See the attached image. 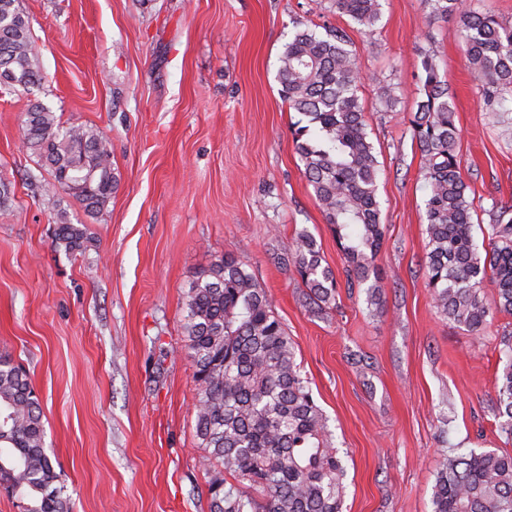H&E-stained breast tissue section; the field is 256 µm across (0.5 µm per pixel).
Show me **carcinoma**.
<instances>
[{
    "label": "carcinoma",
    "mask_w": 512,
    "mask_h": 512,
    "mask_svg": "<svg viewBox=\"0 0 512 512\" xmlns=\"http://www.w3.org/2000/svg\"><path fill=\"white\" fill-rule=\"evenodd\" d=\"M430 19L455 17L465 59L488 116L512 112V25L472 0H422ZM336 10L371 29L381 0H333ZM39 50L19 0H0V94L40 83ZM425 99L411 120L419 144L425 202V276L434 307L471 333L497 314L512 316V209L493 204L489 248L472 236L474 199L467 194L457 154L455 108L431 59L423 61ZM277 81L288 107L309 118L294 132L304 175L344 247L351 265L347 286L368 284L380 305L375 258L384 237L378 181L381 167L369 140L359 91L360 68L338 29L295 27L279 57ZM24 146L50 180L90 214L99 213L118 187L107 139L92 126L65 127L48 107L30 104ZM58 240L69 252L90 241L85 227L63 223ZM288 263L313 308L336 303L334 271L323 264L315 238L302 231ZM184 347L197 389L195 433L204 449L210 512H342L345 469L295 346L274 312L272 298L226 254L190 283L184 297ZM496 402L500 433L512 438V333L500 340ZM39 400L27 374L0 355V483L22 512H70L55 486L57 474L44 447ZM234 483L227 484V477ZM431 512H512V454L451 448L438 472Z\"/></svg>",
    "instance_id": "obj_1"
}]
</instances>
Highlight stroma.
I'll return each mask as SVG.
<instances>
[{
	"mask_svg": "<svg viewBox=\"0 0 512 512\" xmlns=\"http://www.w3.org/2000/svg\"><path fill=\"white\" fill-rule=\"evenodd\" d=\"M19 4L42 80L0 97V180L14 190L0 208V353L32 379L72 512H209L183 302L227 253L272 296L311 380L346 470L343 512H431L444 450L512 452L495 392L512 316L472 334L438 314L426 286L427 189L411 127L424 58L454 101L478 246L492 204L512 205V123L488 118L457 18L426 19L421 0H382L370 30L332 0ZM299 23L342 30L364 76L383 166L378 307L345 284L349 259L293 143L307 120L279 93L278 58ZM35 101L109 140L119 185L101 213L32 182L39 166L23 138ZM63 218L85 225L87 250L58 243ZM303 231L339 283L322 312L281 262Z\"/></svg>",
	"mask_w": 512,
	"mask_h": 512,
	"instance_id": "35a3bbf8",
	"label": "stroma"
}]
</instances>
